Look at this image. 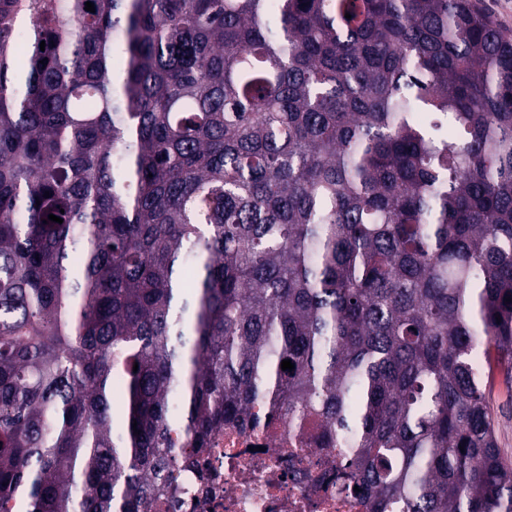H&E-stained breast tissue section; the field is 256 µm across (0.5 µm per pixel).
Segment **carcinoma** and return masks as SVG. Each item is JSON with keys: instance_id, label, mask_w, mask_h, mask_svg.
I'll use <instances>...</instances> for the list:
<instances>
[{"instance_id": "1", "label": "carcinoma", "mask_w": 512, "mask_h": 512, "mask_svg": "<svg viewBox=\"0 0 512 512\" xmlns=\"http://www.w3.org/2000/svg\"><path fill=\"white\" fill-rule=\"evenodd\" d=\"M492 351L512 38L477 0H0V512H155L277 421L367 512H512Z\"/></svg>"}]
</instances>
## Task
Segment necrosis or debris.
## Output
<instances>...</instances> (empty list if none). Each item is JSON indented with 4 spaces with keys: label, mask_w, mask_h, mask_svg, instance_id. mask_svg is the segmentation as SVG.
I'll return each mask as SVG.
<instances>
[{
    "label": "necrosis or debris",
    "mask_w": 512,
    "mask_h": 512,
    "mask_svg": "<svg viewBox=\"0 0 512 512\" xmlns=\"http://www.w3.org/2000/svg\"><path fill=\"white\" fill-rule=\"evenodd\" d=\"M312 428L223 429L209 445V479L180 471L179 490L159 512H363L321 480L335 449L318 447Z\"/></svg>",
    "instance_id": "4bbe7bcc"
}]
</instances>
